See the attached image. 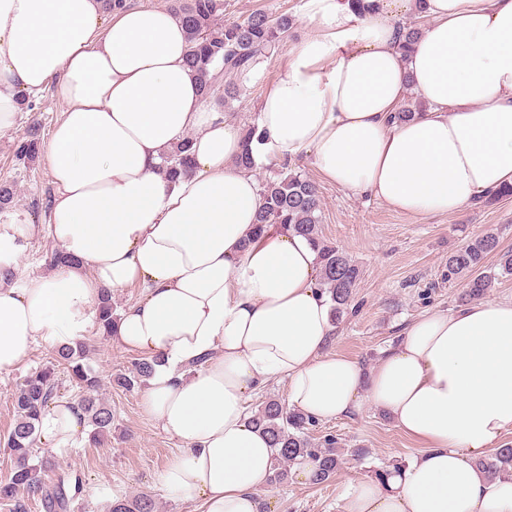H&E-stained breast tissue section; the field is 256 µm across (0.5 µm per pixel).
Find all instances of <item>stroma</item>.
<instances>
[{
  "label": "stroma",
  "instance_id": "1",
  "mask_svg": "<svg viewBox=\"0 0 512 512\" xmlns=\"http://www.w3.org/2000/svg\"><path fill=\"white\" fill-rule=\"evenodd\" d=\"M302 2L225 0L224 20L240 22L258 9L285 13L293 21L292 37L297 40L308 32ZM287 58V46H280L261 72L241 86L236 99L227 105L234 122L255 121L265 87ZM63 110L62 103L43 93L34 110L19 114L15 128L0 133V181L16 182L14 211L36 224L47 223L51 211L48 163L41 157L32 167H23L14 148L35 120L41 125L42 140H49L51 127ZM295 166L318 184L323 236L343 249L360 270L353 302L338 324L331 348L364 366L374 365L397 331L421 312L459 305L464 285L448 278L452 249L487 232L497 234L501 248L512 249V199L495 204L480 201L451 215L410 216L321 181L310 157L299 158ZM85 341L90 347L87 362L98 372L100 393L112 406V437L100 445L87 441L55 455L56 464L71 468L82 478L72 512H109L113 500L138 494L150 496L158 512H193L192 504L168 497L159 486V476L175 457L180 440L146 414L142 388L126 389L117 383L118 377L130 373L138 355L95 330ZM53 357V349L39 348L13 370L0 373V479L14 466L5 440L15 420L16 388ZM310 434L316 439L335 435L341 448H362L367 455L362 460L348 458L327 483L287 482L262 492L266 512H342L341 493L350 479L374 478L376 470L395 460L409 461L420 449L385 414L373 409L319 422Z\"/></svg>",
  "mask_w": 512,
  "mask_h": 512
}]
</instances>
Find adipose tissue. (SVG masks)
<instances>
[{
    "instance_id": "ef3b65f1",
    "label": "adipose tissue",
    "mask_w": 512,
    "mask_h": 512,
    "mask_svg": "<svg viewBox=\"0 0 512 512\" xmlns=\"http://www.w3.org/2000/svg\"><path fill=\"white\" fill-rule=\"evenodd\" d=\"M304 0L309 35L262 95L254 169L241 129L208 109L186 65V29L165 8L101 0H0V131L18 98L66 106L47 148L48 223L0 224V372L87 336L103 292L143 296L109 338L160 358L146 413L183 443L160 476L198 512H263L273 450L247 399L288 382L286 406L316 420L372 408L421 450L386 483L349 481L343 512H512V478L479 459L512 433V297L415 317L373 367L333 352L337 325L317 252L279 224L254 235L256 167L311 156L323 180L410 214H453L512 184V0H425L410 52L398 29L415 0ZM426 103L391 115L408 91ZM191 141V171L165 156ZM51 239L69 264L24 278L21 243ZM50 453L76 445L68 397L42 414ZM189 141H183L175 149L166 156L164 172L171 178L175 179L185 175L190 170L189 160Z\"/></svg>"
}]
</instances>
